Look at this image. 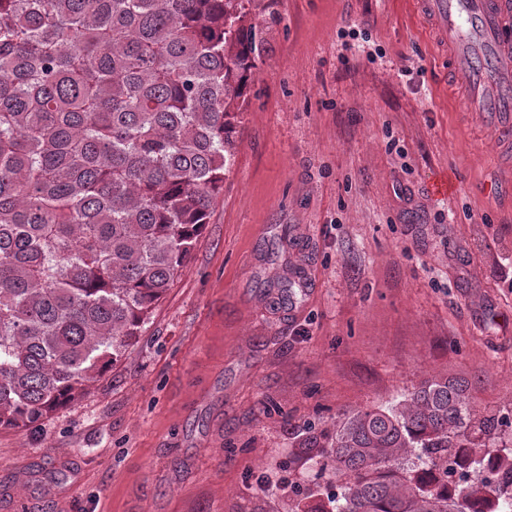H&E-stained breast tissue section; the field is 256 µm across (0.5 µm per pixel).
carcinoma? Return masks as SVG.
I'll return each mask as SVG.
<instances>
[{"label":"carcinoma","mask_w":512,"mask_h":512,"mask_svg":"<svg viewBox=\"0 0 512 512\" xmlns=\"http://www.w3.org/2000/svg\"><path fill=\"white\" fill-rule=\"evenodd\" d=\"M256 2L0 0V428L85 397L188 263L261 60ZM499 428L423 381L302 439L336 492L290 512H512Z\"/></svg>","instance_id":"cac0c4a2"}]
</instances>
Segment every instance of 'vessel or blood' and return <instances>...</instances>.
I'll use <instances>...</instances> for the list:
<instances>
[{
	"mask_svg": "<svg viewBox=\"0 0 512 512\" xmlns=\"http://www.w3.org/2000/svg\"><path fill=\"white\" fill-rule=\"evenodd\" d=\"M413 9L446 47L448 81L512 165V0H412Z\"/></svg>",
	"mask_w": 512,
	"mask_h": 512,
	"instance_id": "b4317fda",
	"label": "vessel or blood"
}]
</instances>
